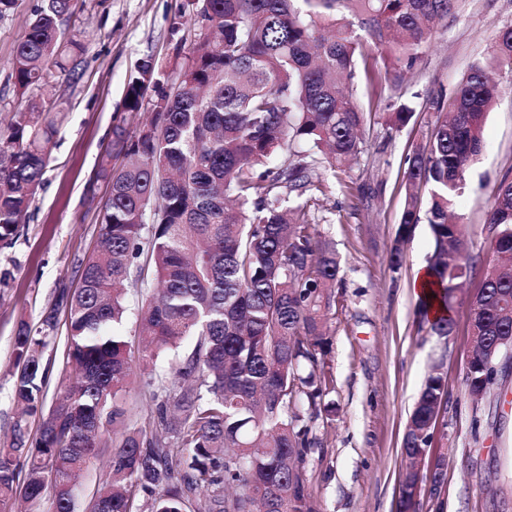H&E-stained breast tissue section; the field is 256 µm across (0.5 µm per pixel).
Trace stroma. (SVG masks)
I'll use <instances>...</instances> for the list:
<instances>
[{"mask_svg": "<svg viewBox=\"0 0 512 512\" xmlns=\"http://www.w3.org/2000/svg\"><path fill=\"white\" fill-rule=\"evenodd\" d=\"M183 0H70L60 21L62 38L82 35L87 50L79 78H56L64 114L43 183L13 245L0 248V444L9 442L18 412L13 385L18 366L13 341L20 326L38 328L62 289H75L78 266L96 247L109 187L101 170L120 162L113 132H134L152 110L125 108V87L137 61L151 57L169 78L175 57L169 25ZM45 0H19L0 18V122L9 123L28 95L11 76L14 47ZM512 24V0H458L453 17L435 31L429 50L409 76V125L388 132L376 115L364 151L342 177L326 175L311 212L341 265L326 336L328 410L311 425L305 458L307 486L317 512H397L406 473L401 441L419 389L439 370L448 403L433 428L430 457L440 474L436 493L421 492L419 512H512V368L499 373L482 398L466 383L472 348L469 300L481 269L495 258L486 211L504 175H512V84L483 125V150L467 185L453 202L464 224L474 274L457 292L455 332L438 341L418 313L411 282L433 249L429 226L415 225L404 244L403 265L392 273L388 252L400 223V187L407 153L422 147L434 128L427 100L450 93L495 33Z\"/></svg>", "mask_w": 512, "mask_h": 512, "instance_id": "stroma-1", "label": "stroma"}]
</instances>
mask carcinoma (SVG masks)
<instances>
[{
    "label": "carcinoma",
    "mask_w": 512,
    "mask_h": 512,
    "mask_svg": "<svg viewBox=\"0 0 512 512\" xmlns=\"http://www.w3.org/2000/svg\"><path fill=\"white\" fill-rule=\"evenodd\" d=\"M455 0H185L170 25L197 28L180 84L143 58L125 92L129 112L153 92V112L135 133L115 132L124 162L107 173L98 250L80 263L79 288L62 291L42 325L67 319L65 384L43 410L54 361L49 336L23 326L14 338L20 371L14 397L24 417L0 448V512L18 490L32 505L51 490L50 512H74L75 480L112 448V465L91 512H316L307 488L310 423L326 382L321 361L335 288V250L310 222L308 203L324 176L343 172L363 150L366 112L351 80L362 65L370 95L399 130L415 110L405 77L421 61L436 23ZM69 0H46L12 59V77L39 91L0 126V248L11 245L40 187L57 130L49 78L77 79L80 38L63 41ZM380 50V58L371 48ZM512 75V25L499 29L489 56L474 61L451 94L428 99L437 121L424 148L405 158V205L389 267L402 266L401 242L426 218L433 239L427 267L438 298L475 272L452 220L455 197L481 154L486 114ZM429 189L420 216L417 189ZM487 224L504 257L482 272L470 300L477 337L466 375L472 395L495 383V365L512 336V177L493 193ZM157 282L140 310L141 346L122 330L125 296ZM453 336L452 317L429 322ZM175 351L167 378L155 370ZM149 406L146 421L129 403L134 379ZM447 402L440 372L427 377L403 437L412 506L418 458ZM39 437L26 447L28 416Z\"/></svg>",
    "instance_id": "carcinoma-1"
}]
</instances>
